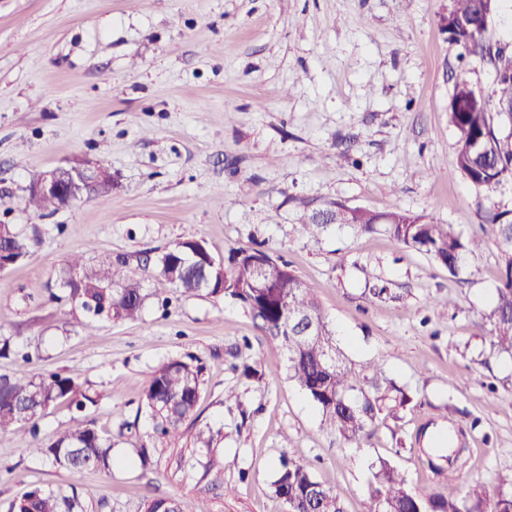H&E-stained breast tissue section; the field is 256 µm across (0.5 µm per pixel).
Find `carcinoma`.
<instances>
[{
    "label": "carcinoma",
    "mask_w": 512,
    "mask_h": 512,
    "mask_svg": "<svg viewBox=\"0 0 512 512\" xmlns=\"http://www.w3.org/2000/svg\"><path fill=\"white\" fill-rule=\"evenodd\" d=\"M495 0H452L448 10V34L467 55L489 57L495 71L496 113L474 95L468 81L459 77L449 104V121L457 133V168L474 186L494 191L512 182V132L503 135L493 116L512 124V53L492 51L485 40L487 22L496 11ZM27 205L36 213H55L54 199L32 195ZM304 231L316 238L328 228L346 226L358 233L382 230L397 242L432 262L458 273L466 254L482 245L476 236L465 238L451 224H435L421 214L395 207L386 212L350 208L332 202L303 211L297 218ZM484 225L499 252V284L488 314L491 348L512 356V210H490ZM0 265L10 268L31 253L30 239L13 224H0ZM124 261L104 256L94 265L71 257L63 269L62 287L67 299L90 318L134 320L146 300L160 298L166 288L184 294L203 293L230 299L252 317L260 335L274 341L285 355L284 368L306 397L317 407L322 427L358 446L368 443L375 424L410 406L414 396L390 379L382 364H356L339 347L326 321L317 288L303 281L287 262L259 245L232 247L224 259H215L205 243L188 240L162 252L148 278H136L123 269ZM291 314L312 325L303 335L288 326ZM205 384L203 367L176 359L154 369L147 378L137 413L151 421V433L138 455L148 464L159 442L189 437L190 446L179 456L199 448H214L220 430L201 422L197 403ZM68 398L77 415L63 434L45 441L39 438L40 421L57 401ZM94 398L83 385L59 373L33 379L23 373L0 376V432L15 434L20 447L45 458L54 467L76 472L108 471L114 458L112 437L102 435L83 415ZM373 491L366 512H512V481L494 488L468 481L455 497L419 493L401 471L385 459L372 468ZM201 480L216 488L223 483V466L211 457ZM272 493L288 506V512H344L336 491L317 480L310 467L285 455L276 467ZM9 512H84V492L75 485L64 490L34 486L15 498ZM144 512H186L171 497L146 499Z\"/></svg>",
    "instance_id": "cac0c4a2"
}]
</instances>
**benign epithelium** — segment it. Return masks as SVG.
I'll return each mask as SVG.
<instances>
[{"mask_svg": "<svg viewBox=\"0 0 512 512\" xmlns=\"http://www.w3.org/2000/svg\"><path fill=\"white\" fill-rule=\"evenodd\" d=\"M102 187L112 188V172L108 166L102 161L76 159L65 167L38 176L30 183L29 190L55 194L61 198L62 208L67 209L93 198Z\"/></svg>", "mask_w": 512, "mask_h": 512, "instance_id": "7a95c632", "label": "benign epithelium"}]
</instances>
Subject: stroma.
Returning <instances> with one entry per match:
<instances>
[{
  "instance_id": "1",
  "label": "stroma",
  "mask_w": 512,
  "mask_h": 512,
  "mask_svg": "<svg viewBox=\"0 0 512 512\" xmlns=\"http://www.w3.org/2000/svg\"><path fill=\"white\" fill-rule=\"evenodd\" d=\"M451 0H0V223L33 239L0 271V336L28 343L30 362L0 357V375L57 372L95 397L86 414L115 437L112 471L73 473L0 434V512L34 485L85 493L87 512H143L150 497L193 507L207 449L177 461L137 450L149 372L195 357L203 421L222 429L224 484L213 512H287L270 490L280 456L308 463L347 512H365L371 466L385 459L410 485L455 495L466 479L512 478V356L493 352L487 320L499 280L493 239L458 274L383 232L332 227L312 240L297 222L329 202L399 207L463 236L488 210H512V182L489 192L455 166L448 104L457 74L495 100L488 60L448 37ZM75 158L107 164L109 200L53 214L26 205L39 173ZM201 239L215 257L261 244L319 290L341 349L377 361L417 399L378 423L369 444L322 429L316 406L279 367L284 354L240 305L167 289L134 321L93 320L52 303L60 269L101 253L148 276L146 258ZM369 283L391 300L371 303ZM448 305H441V298ZM261 364L265 377L241 373ZM234 389L238 402H225ZM132 422L122 431L124 422ZM461 427L454 477L436 479L430 434Z\"/></svg>"
}]
</instances>
